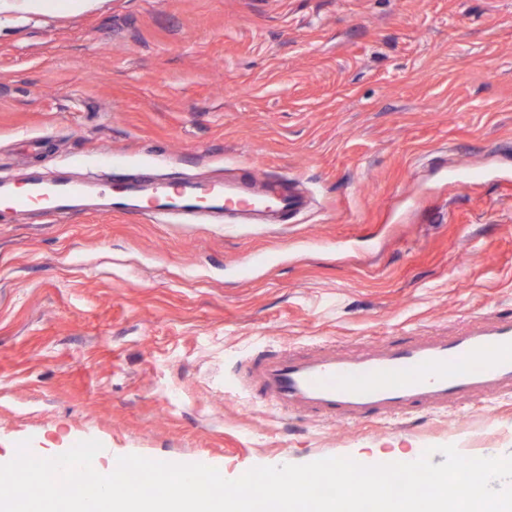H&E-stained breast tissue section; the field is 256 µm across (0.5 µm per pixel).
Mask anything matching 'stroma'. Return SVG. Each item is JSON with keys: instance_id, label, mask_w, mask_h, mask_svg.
<instances>
[{"instance_id": "35a3bbf8", "label": "stroma", "mask_w": 512, "mask_h": 512, "mask_svg": "<svg viewBox=\"0 0 512 512\" xmlns=\"http://www.w3.org/2000/svg\"><path fill=\"white\" fill-rule=\"evenodd\" d=\"M159 174L308 199L156 224L0 207V455L257 466L512 451V392L339 424L261 403L254 353L512 313V0H0V175ZM257 253L272 267L247 269Z\"/></svg>"}]
</instances>
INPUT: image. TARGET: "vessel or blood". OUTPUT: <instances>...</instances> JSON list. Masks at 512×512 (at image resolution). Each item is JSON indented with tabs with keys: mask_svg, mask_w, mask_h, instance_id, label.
I'll return each mask as SVG.
<instances>
[{
	"mask_svg": "<svg viewBox=\"0 0 512 512\" xmlns=\"http://www.w3.org/2000/svg\"><path fill=\"white\" fill-rule=\"evenodd\" d=\"M119 154L101 157L105 176L86 181H37L18 203L61 218L70 202L96 190L116 211H135L162 224H204L209 217L256 206L294 212V193L242 196L224 182L161 178L147 194L126 183ZM244 385L284 411H300L334 423L391 419L414 411L437 412L465 399L512 389V320L502 318L454 336H388L340 353L325 344L304 353L248 361Z\"/></svg>",
	"mask_w": 512,
	"mask_h": 512,
	"instance_id": "b4317fda",
	"label": "vessel or blood"
}]
</instances>
